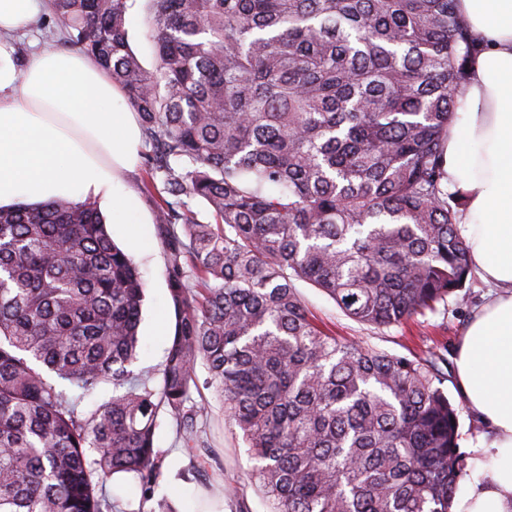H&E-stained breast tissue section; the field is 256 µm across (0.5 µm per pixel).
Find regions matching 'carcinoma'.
<instances>
[{
	"mask_svg": "<svg viewBox=\"0 0 512 512\" xmlns=\"http://www.w3.org/2000/svg\"><path fill=\"white\" fill-rule=\"evenodd\" d=\"M68 42L122 87L162 174L175 324L155 384L131 369L144 284L97 204L0 208V512H113L153 499L159 417L203 446L202 363L273 512H450L459 409L431 352L341 342L297 282L374 329L434 311L471 275L448 191L455 94L482 37L457 0H51ZM213 221L199 220L191 201ZM57 378L112 398L79 410ZM128 29L130 44L137 54L141 64L146 69H152L154 53L144 36V16L146 0H130L128 2ZM106 490L112 497L119 500L123 512H138L141 501V490L130 476L115 478L106 483Z\"/></svg>",
	"mask_w": 512,
	"mask_h": 512,
	"instance_id": "cac0c4a2",
	"label": "carcinoma"
}]
</instances>
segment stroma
I'll return each instance as SVG.
<instances>
[{"mask_svg":"<svg viewBox=\"0 0 512 512\" xmlns=\"http://www.w3.org/2000/svg\"><path fill=\"white\" fill-rule=\"evenodd\" d=\"M49 36L54 37L58 47H65L62 33L58 32L48 8L43 7L30 30L12 37L15 63L23 64L43 51V41ZM145 179V168L141 165L134 173H125L119 178L120 186L135 193L143 223L112 224L108 230L113 241L133 257L146 286L138 360L133 369L150 375L157 372L164 360L175 316L168 291L170 240L165 226L157 218L158 196L156 192L145 190ZM298 291L310 313L339 340L360 342L409 357L423 356L430 351L442 355L440 367L449 375L445 383L448 394L453 401H460L455 378L457 348L473 313L493 293L479 275H472L470 279L469 301L465 306L451 301L439 305L436 311L381 331L347 317L327 295L306 283H299ZM196 375L199 386L192 391L191 400L204 409L200 426L208 451L205 464L200 476L191 474L192 458L182 446L176 422L170 415L161 414L155 445L163 451L164 462L155 499L174 501L180 512H203L208 506L213 507L214 512H271V502L251 476L252 463L238 428L225 417L223 401L215 388L206 383L205 367L197 366ZM459 424L460 449L466 456V478L471 481L477 475L478 461L484 458L483 448L490 434L480 419L465 408L460 411Z\"/></svg>","mask_w":512,"mask_h":512,"instance_id":"1","label":"stroma"}]
</instances>
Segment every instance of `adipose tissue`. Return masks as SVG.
Returning a JSON list of instances; mask_svg holds the SVG:
<instances>
[{
  "mask_svg": "<svg viewBox=\"0 0 512 512\" xmlns=\"http://www.w3.org/2000/svg\"><path fill=\"white\" fill-rule=\"evenodd\" d=\"M457 11L483 49L455 98L445 168L465 200L470 263L496 293L456 360L465 404L494 436L453 512H512V0H458ZM139 147L136 112L92 57L44 53L20 71L0 42V207L92 195L125 223L136 202L116 195V175L135 169Z\"/></svg>",
  "mask_w": 512,
  "mask_h": 512,
  "instance_id": "1",
  "label": "adipose tissue"
}]
</instances>
